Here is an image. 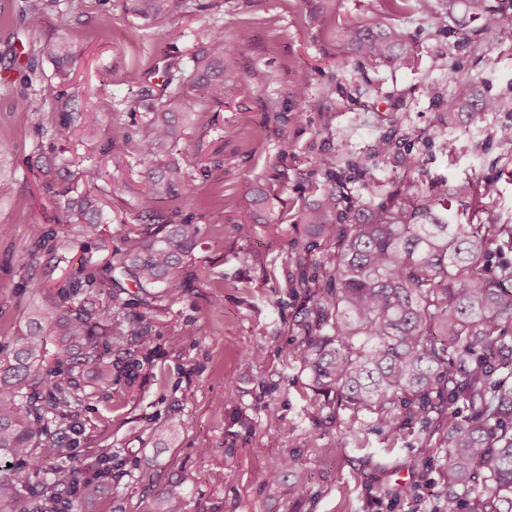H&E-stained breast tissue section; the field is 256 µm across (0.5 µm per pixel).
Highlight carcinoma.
Wrapping results in <instances>:
<instances>
[{
	"label": "carcinoma",
	"mask_w": 512,
	"mask_h": 512,
	"mask_svg": "<svg viewBox=\"0 0 512 512\" xmlns=\"http://www.w3.org/2000/svg\"><path fill=\"white\" fill-rule=\"evenodd\" d=\"M176 0H123L126 11L147 21L172 12ZM338 40L355 45L370 59L401 65L393 53L404 35L379 17L367 28L346 27ZM221 40L209 42L191 57L190 73L180 62L167 67L166 98L141 93L136 106L148 113V134L137 145L144 172L137 207L154 217L157 203L178 195L186 172L168 159L191 130L188 93L197 91L209 106L224 104ZM56 75H68L75 58L68 40L51 46ZM112 110L103 97L87 110L83 129L95 114ZM107 171L78 172L89 191L74 194L70 180L45 171V190L65 207L75 223L64 243L101 235L103 209L90 193ZM432 205L412 192L390 207H341L336 186L325 185L303 221L307 231L330 233L334 250L322 260V277H301L296 287L313 299L306 324V346L296 361L309 373L311 388L323 397L320 408L332 416L344 410L355 422L368 417L396 440L414 420L432 427L445 458L446 488L435 512H512V263L493 258L512 242V224H453L448 219V183L432 187ZM203 234L189 220L145 224L131 244L96 271L73 281L62 300L33 303L12 348L0 360V512H29L17 495L19 471L7 467L26 460L42 476L36 512L60 502L62 474L44 469L43 459L58 456L44 439L45 417H70L80 402L67 382L41 372L48 353L56 363L96 365L98 378H112V363L101 350L121 346L130 330L115 272L154 297L175 300L187 284L181 277ZM463 402L469 414L455 404ZM296 467L282 459L257 477L278 483Z\"/></svg>",
	"instance_id": "1"
}]
</instances>
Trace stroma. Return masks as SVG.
Masks as SVG:
<instances>
[{
  "label": "stroma",
  "instance_id": "obj_1",
  "mask_svg": "<svg viewBox=\"0 0 512 512\" xmlns=\"http://www.w3.org/2000/svg\"><path fill=\"white\" fill-rule=\"evenodd\" d=\"M197 2L179 0L169 20L150 25L126 14L122 0H61L34 29L26 0H0V145L11 148L14 168L0 196L4 352L35 299L28 279L55 295L80 268L101 263L104 246L125 250L138 229L142 168L132 147L146 119L130 101L145 89L165 93L167 64L198 46L221 40L232 50L223 106L189 100L194 127L179 146L189 185L157 205L165 218L202 227L196 278L151 314L141 290L122 293V318L148 335L106 352L110 386H99L91 365L73 374L83 400L64 424H49L46 439L71 442L74 455L44 466L84 478L107 451L95 512H153L176 482L187 490L179 512H432L445 460L424 424L390 441L366 419L356 440L348 414L319 409L295 360L311 303L287 285L314 274L332 246L302 220L329 183L343 206L375 208L399 199L404 186L426 197L444 181L456 191L458 222L512 224V154L500 146L502 132L512 131V0H487L498 17L491 28L467 0L452 10L425 0L392 14L386 0H222L202 17ZM383 13L406 38L404 65L367 59L336 39L340 27ZM70 35L80 52L63 80L47 47ZM101 97L112 109L99 113L92 140L58 136L63 117L82 121ZM451 97L461 104L458 122L443 131L439 114ZM489 97L501 99L500 110L481 111ZM383 136L394 152L377 159L372 146ZM112 141L119 150L104 156ZM405 154L414 168L401 166ZM57 155L71 171L104 165L123 180L103 202L100 238L62 246L66 212L44 191L42 173ZM332 155L340 163L331 172L321 160ZM372 179L380 189L371 195L364 185ZM490 181L496 193L481 196ZM257 187L268 200L246 237L233 219ZM33 224L42 242L31 238ZM254 348L262 359L246 361ZM284 456L295 457L301 476L291 498L256 478Z\"/></svg>",
  "mask_w": 512,
  "mask_h": 512
}]
</instances>
